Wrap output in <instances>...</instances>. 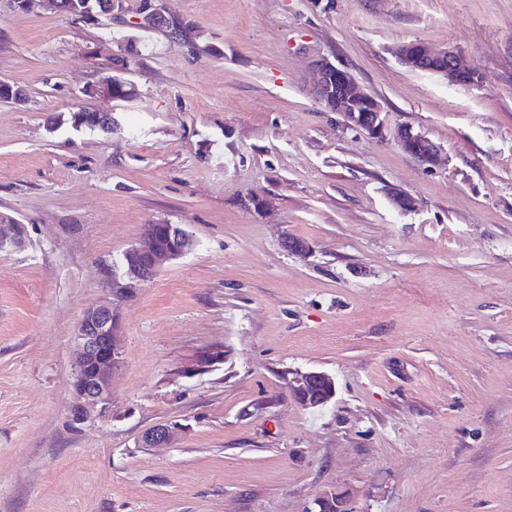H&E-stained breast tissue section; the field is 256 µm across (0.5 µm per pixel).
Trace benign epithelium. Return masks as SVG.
<instances>
[{
  "label": "benign epithelium",
  "mask_w": 512,
  "mask_h": 512,
  "mask_svg": "<svg viewBox=\"0 0 512 512\" xmlns=\"http://www.w3.org/2000/svg\"><path fill=\"white\" fill-rule=\"evenodd\" d=\"M172 19L158 8L147 14L146 27L166 28ZM400 61L412 70L425 71L447 77L460 86H476L481 82L479 70L465 63L453 50H436L424 42L406 43L398 49ZM314 96L319 103L344 117L346 126L361 131L373 139L384 136L385 124L378 100L356 82L344 67L322 58L315 64ZM401 149L418 162L433 166L438 162L440 147L409 126L397 131ZM189 245L188 233L179 225H164L161 243L146 244L138 240L128 249L130 272L127 282L116 281L112 291L123 294L136 283L151 280L166 264L177 259ZM118 324L112 304L102 303L84 311L76 328L80 349L72 376V391L81 400L78 409L100 408L104 411L112 403V368L118 363L120 352L115 336ZM290 396L302 406L315 410L335 395L333 378L324 372L294 371L288 378ZM177 427L160 426L147 433L146 443L154 447L168 445ZM352 492L339 487L323 492L314 499L309 512H352Z\"/></svg>",
  "instance_id": "obj_1"
}]
</instances>
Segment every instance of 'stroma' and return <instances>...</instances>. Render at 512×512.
I'll return each instance as SVG.
<instances>
[{"label": "stroma", "instance_id": "obj_1", "mask_svg": "<svg viewBox=\"0 0 512 512\" xmlns=\"http://www.w3.org/2000/svg\"><path fill=\"white\" fill-rule=\"evenodd\" d=\"M159 2L181 40L142 0L118 22L0 0V80L26 93L0 102V216L27 231L0 252V512H306L336 486L354 512H512V0ZM414 41L481 84L404 67ZM322 58L378 99L384 139L315 99ZM147 224L195 245L112 297ZM107 301L112 404L77 420L76 325ZM294 370L333 377L324 410L290 398ZM397 141L401 149L418 162L427 166H433L438 162L440 147L412 127L399 128Z\"/></svg>", "mask_w": 512, "mask_h": 512}]
</instances>
